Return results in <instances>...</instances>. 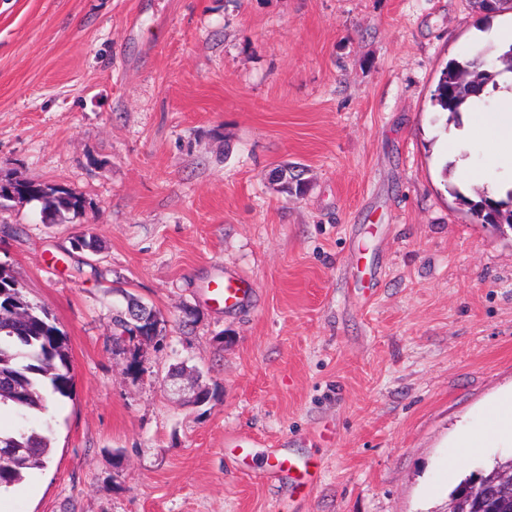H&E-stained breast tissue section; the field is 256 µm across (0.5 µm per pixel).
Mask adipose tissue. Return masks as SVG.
Here are the masks:
<instances>
[{
	"label": "adipose tissue",
	"instance_id": "adipose-tissue-1",
	"mask_svg": "<svg viewBox=\"0 0 512 512\" xmlns=\"http://www.w3.org/2000/svg\"><path fill=\"white\" fill-rule=\"evenodd\" d=\"M498 94L492 106L470 102L460 125L448 130V153L462 182L485 185L494 199L512 191V72L497 79ZM480 144L485 148L481 163H474L467 150ZM512 441V396L493 401L483 422L462 430L455 446L464 456H475L489 439Z\"/></svg>",
	"mask_w": 512,
	"mask_h": 512
}]
</instances>
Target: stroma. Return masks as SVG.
Wrapping results in <instances>:
<instances>
[{
  "label": "stroma",
  "mask_w": 512,
  "mask_h": 512,
  "mask_svg": "<svg viewBox=\"0 0 512 512\" xmlns=\"http://www.w3.org/2000/svg\"><path fill=\"white\" fill-rule=\"evenodd\" d=\"M470 0H0V266L67 337L70 397L10 512H446L512 393V226L475 222L433 93ZM305 191L282 193L280 165ZM97 237L102 249L79 248ZM249 279L225 312L211 282ZM124 287L160 313L114 340ZM209 393H174V367ZM246 432L249 457L225 447ZM271 445L314 488L263 478ZM19 199L21 201L37 200L42 202L43 210L53 216L72 212L74 215L82 213L85 208V199L81 194L58 184L36 182L17 183ZM491 438L512 441V395L493 401L480 425L459 433L454 448L463 456H475L487 448Z\"/></svg>",
  "instance_id": "1"
}]
</instances>
